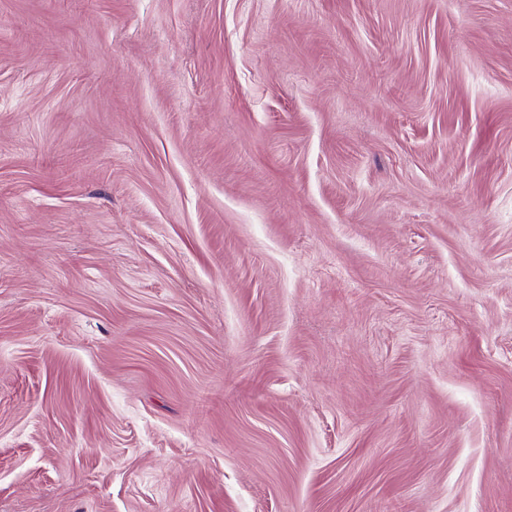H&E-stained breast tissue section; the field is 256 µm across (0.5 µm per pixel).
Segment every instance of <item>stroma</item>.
Here are the masks:
<instances>
[{
    "mask_svg": "<svg viewBox=\"0 0 512 512\" xmlns=\"http://www.w3.org/2000/svg\"><path fill=\"white\" fill-rule=\"evenodd\" d=\"M0 512H512V0H0Z\"/></svg>",
    "mask_w": 512,
    "mask_h": 512,
    "instance_id": "stroma-1",
    "label": "stroma"
}]
</instances>
